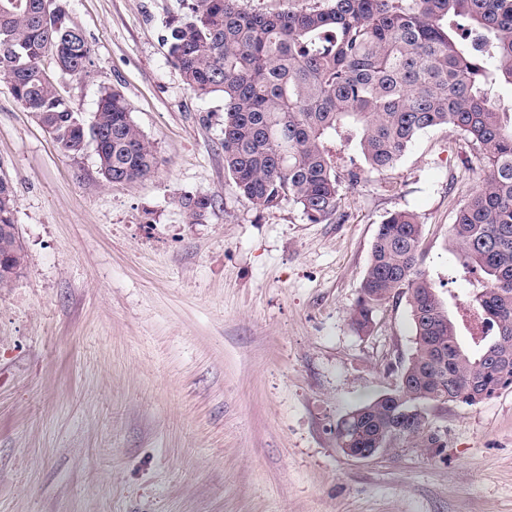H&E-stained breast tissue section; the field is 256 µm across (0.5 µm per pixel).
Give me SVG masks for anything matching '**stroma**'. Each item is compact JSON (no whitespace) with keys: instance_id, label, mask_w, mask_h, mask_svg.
Masks as SVG:
<instances>
[{"instance_id":"stroma-1","label":"stroma","mask_w":512,"mask_h":512,"mask_svg":"<svg viewBox=\"0 0 512 512\" xmlns=\"http://www.w3.org/2000/svg\"><path fill=\"white\" fill-rule=\"evenodd\" d=\"M92 47L53 72L92 120L118 89L160 160L106 183L0 82V176L25 261L0 288V512H512V389L429 408L444 445L346 456L336 427L388 392L415 348L406 299L351 320L378 226L407 209L453 317L477 277L451 227L484 173L467 141L419 133L394 168L342 186L338 215L265 210L224 168V99L172 65L180 0H61ZM214 204L189 223L179 201Z\"/></svg>"}]
</instances>
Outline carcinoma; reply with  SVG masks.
<instances>
[{"label":"carcinoma","instance_id":"cac0c4a2","mask_svg":"<svg viewBox=\"0 0 512 512\" xmlns=\"http://www.w3.org/2000/svg\"><path fill=\"white\" fill-rule=\"evenodd\" d=\"M251 13L240 0H182L168 24L169 56L198 96L224 98V169L235 191L270 210L300 208L320 224L341 207L340 180L327 143L358 151L365 172L396 164L421 131L437 126L464 136L485 172L452 225L459 267L480 276L470 310L485 322L464 343L449 308L419 268L422 224L407 210L379 224L351 320L368 330L389 300L407 297L415 351L404 365L411 409L455 401L475 405L512 388V125L490 87L512 85V0H314ZM43 0H0V81L67 154L93 145L109 183L153 173L159 157L117 89L100 90L93 120L79 124L43 61L53 46L58 70L84 72L91 47L59 21L46 26ZM214 198L181 199L191 223ZM16 199L0 182V259L16 270L24 251L14 229ZM433 445L419 427L391 417L373 400L351 412L348 438L372 448L389 434Z\"/></svg>","mask_w":512,"mask_h":512}]
</instances>
